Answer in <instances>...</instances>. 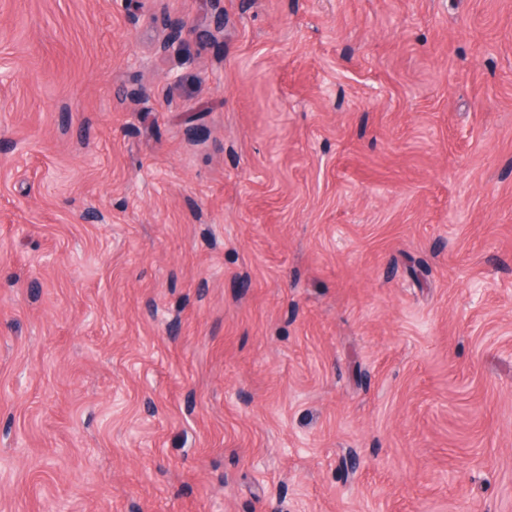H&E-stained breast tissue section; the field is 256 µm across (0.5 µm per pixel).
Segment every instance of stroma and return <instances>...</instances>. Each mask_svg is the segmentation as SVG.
<instances>
[{
    "label": "stroma",
    "instance_id": "obj_1",
    "mask_svg": "<svg viewBox=\"0 0 512 512\" xmlns=\"http://www.w3.org/2000/svg\"><path fill=\"white\" fill-rule=\"evenodd\" d=\"M0 512H512V0H0Z\"/></svg>",
    "mask_w": 512,
    "mask_h": 512
}]
</instances>
